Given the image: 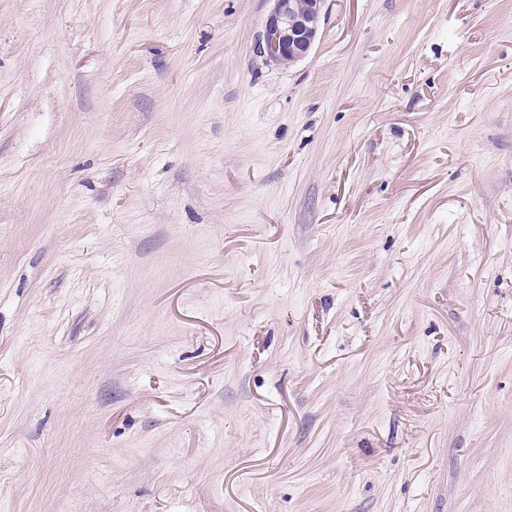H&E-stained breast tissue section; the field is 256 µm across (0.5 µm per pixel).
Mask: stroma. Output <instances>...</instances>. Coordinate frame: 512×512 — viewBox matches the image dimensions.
<instances>
[{"instance_id":"35a3bbf8","label":"stroma","mask_w":512,"mask_h":512,"mask_svg":"<svg viewBox=\"0 0 512 512\" xmlns=\"http://www.w3.org/2000/svg\"><path fill=\"white\" fill-rule=\"evenodd\" d=\"M0 0V512H512V0ZM257 49L271 62L298 61L318 39L325 0H269Z\"/></svg>"}]
</instances>
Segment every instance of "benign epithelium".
<instances>
[{
	"instance_id": "obj_1",
	"label": "benign epithelium",
	"mask_w": 512,
	"mask_h": 512,
	"mask_svg": "<svg viewBox=\"0 0 512 512\" xmlns=\"http://www.w3.org/2000/svg\"><path fill=\"white\" fill-rule=\"evenodd\" d=\"M257 49L271 62L298 61L318 39L325 0H270Z\"/></svg>"
}]
</instances>
